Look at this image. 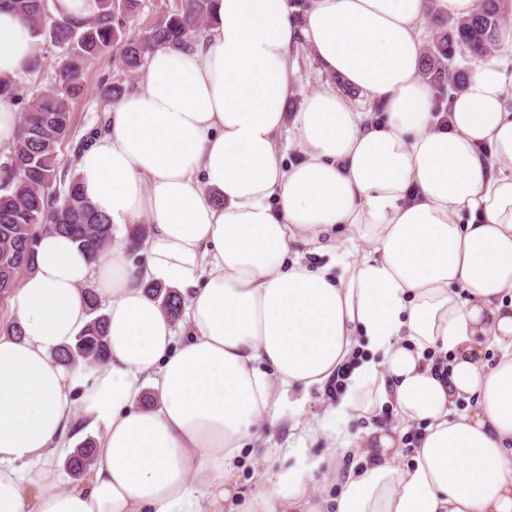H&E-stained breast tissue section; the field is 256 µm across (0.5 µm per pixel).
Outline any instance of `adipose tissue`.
<instances>
[{
  "instance_id": "ef3b65f1",
  "label": "adipose tissue",
  "mask_w": 512,
  "mask_h": 512,
  "mask_svg": "<svg viewBox=\"0 0 512 512\" xmlns=\"http://www.w3.org/2000/svg\"><path fill=\"white\" fill-rule=\"evenodd\" d=\"M426 9L217 0L204 40L154 51L76 162L112 226L148 224L143 262L122 238L93 258L42 234L11 301L22 333L0 324V512H224L235 460L284 396L337 382L326 418L388 408L394 423L332 429L306 467L261 476L243 512H324L317 473L336 512H512V25L441 101L421 77ZM300 41L336 84L290 117ZM34 43L0 11V78L29 69ZM151 281L186 294L183 333ZM88 288L107 303L109 357L65 365ZM97 425L73 480L74 430ZM347 455L361 465L343 473ZM101 434V430L95 431L94 429L88 430L80 438H78L73 448L82 442L87 437H91L95 440L97 436ZM95 463V448L90 443H85L79 448H76L67 458L65 462L66 470L69 472L71 477L77 479L80 478L90 466Z\"/></svg>"
}]
</instances>
